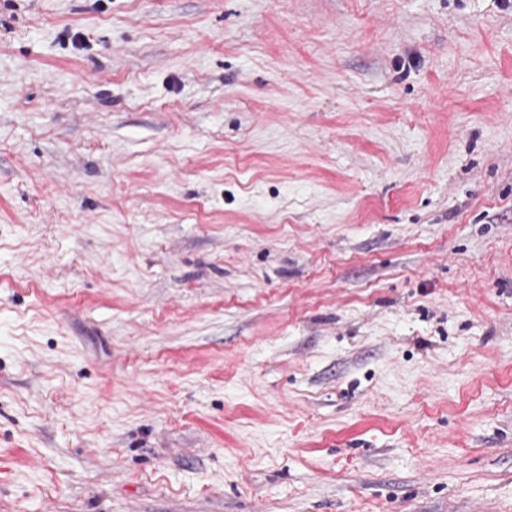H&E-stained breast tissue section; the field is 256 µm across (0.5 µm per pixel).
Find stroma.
<instances>
[{
	"label": "stroma",
	"mask_w": 512,
	"mask_h": 512,
	"mask_svg": "<svg viewBox=\"0 0 512 512\" xmlns=\"http://www.w3.org/2000/svg\"><path fill=\"white\" fill-rule=\"evenodd\" d=\"M0 512H512V5L0 0Z\"/></svg>",
	"instance_id": "1"
}]
</instances>
